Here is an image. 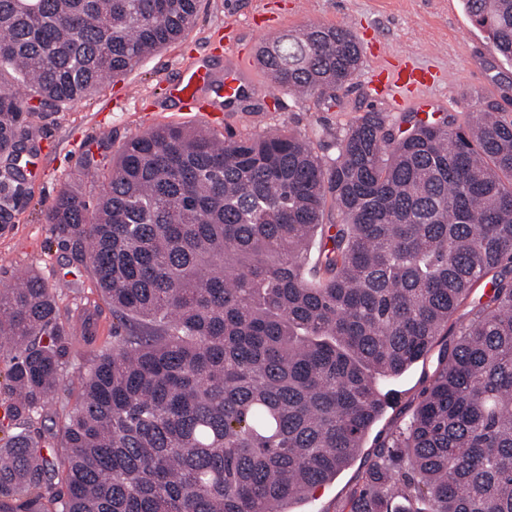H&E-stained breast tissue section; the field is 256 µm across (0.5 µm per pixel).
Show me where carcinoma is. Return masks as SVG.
<instances>
[{
	"mask_svg": "<svg viewBox=\"0 0 512 512\" xmlns=\"http://www.w3.org/2000/svg\"><path fill=\"white\" fill-rule=\"evenodd\" d=\"M199 0H0V193L41 108L79 102L182 38ZM512 62V0H464ZM257 60L290 92L336 99L350 30L312 24ZM92 204L46 211L112 310V348L78 336L39 274L0 289V512H289L354 458L403 373L458 317L459 339L349 512H512V123L494 107L394 135L358 117L323 161L287 129L223 140L162 125L96 171ZM338 219L325 223L327 206Z\"/></svg>",
	"mask_w": 512,
	"mask_h": 512,
	"instance_id": "cac0c4a2",
	"label": "carcinoma"
}]
</instances>
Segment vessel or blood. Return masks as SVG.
Listing matches in <instances>:
<instances>
[{
  "label": "vessel or blood",
  "instance_id": "1",
  "mask_svg": "<svg viewBox=\"0 0 512 512\" xmlns=\"http://www.w3.org/2000/svg\"><path fill=\"white\" fill-rule=\"evenodd\" d=\"M435 82L434 76L425 70L409 66H398L380 70L376 76V90L380 93L410 91L416 95L419 110L427 111L431 102L425 92ZM221 90L226 102H234L243 98L249 89L245 73L238 66L227 65L222 77H214L204 66H189L183 71L180 80L171 85V97L178 99L182 110L203 111L202 95L213 90Z\"/></svg>",
  "mask_w": 512,
  "mask_h": 512
}]
</instances>
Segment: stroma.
<instances>
[{"mask_svg":"<svg viewBox=\"0 0 512 512\" xmlns=\"http://www.w3.org/2000/svg\"><path fill=\"white\" fill-rule=\"evenodd\" d=\"M319 23L349 27L362 55L359 71L329 106L317 97L274 87L255 58L257 46L270 35ZM228 42L243 54L255 81L247 98L214 112L209 130L223 138L285 128L326 160L336 154L337 136L365 112L383 113L388 128L404 131L415 107L405 98L376 96L370 84L376 70L404 63L436 73L438 81L428 95L457 123L491 103L512 120V101L506 97L512 62L472 24L462 0H201L195 23L183 38L125 76L106 80L99 92L81 102L27 118L36 136L31 149L36 173L17 183L8 206L10 218L0 220V285L11 284L23 272L41 274L58 287L60 307L77 330L84 324L85 308L96 306L97 341L92 347L79 346L80 358H88L94 347L111 345L112 312L85 262L58 243L45 222V210L66 186L96 201L102 183L84 170L85 158L108 167L137 134L164 124L200 126L195 115L178 110L168 88L189 65L202 62L223 72ZM457 335V324L449 323L447 334L436 338L423 359L383 384L389 402L356 456L334 480L295 504V512H348L378 444L411 414L433 378L441 351L454 344Z\"/></svg>","mask_w":512,"mask_h":512,"instance_id":"stroma-1","label":"stroma"}]
</instances>
